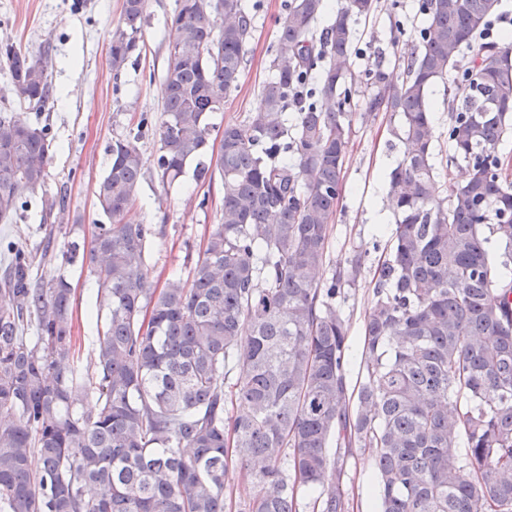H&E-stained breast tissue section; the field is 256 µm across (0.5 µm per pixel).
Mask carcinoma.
I'll use <instances>...</instances> for the list:
<instances>
[{
    "label": "carcinoma",
    "mask_w": 512,
    "mask_h": 512,
    "mask_svg": "<svg viewBox=\"0 0 512 512\" xmlns=\"http://www.w3.org/2000/svg\"><path fill=\"white\" fill-rule=\"evenodd\" d=\"M324 8L288 0L262 107L224 124L212 163L208 119L238 88L254 14L244 0H176L157 156L113 140L95 189L108 223L82 253L104 314L93 371L73 367L68 282L31 287L36 257L20 250L7 275L0 512H301L300 494L316 489L310 512H344L333 440L372 453L379 512H512V284L490 254L495 243L512 261V181L498 151L512 136V42H478L501 0H420L406 78L366 72L363 115H401L404 151L388 176L397 220L375 269L356 393L335 299L364 255L324 284L317 274L353 131V22L378 4L346 0L316 40ZM145 13L146 0H124L108 52L118 74ZM48 63L46 50L0 41V67L37 108L53 96ZM439 79L450 80L449 161L462 174L444 198L428 102ZM51 149L47 127L0 116V223L52 176ZM192 161L199 183L221 180V222L188 278L158 290L145 269L151 229L126 216L148 165L170 187ZM234 405L244 413L228 414ZM234 473L261 483L259 495H233Z\"/></svg>",
    "instance_id": "1"
}]
</instances>
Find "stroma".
I'll return each mask as SVG.
<instances>
[{
  "instance_id": "obj_1",
  "label": "stroma",
  "mask_w": 512,
  "mask_h": 512,
  "mask_svg": "<svg viewBox=\"0 0 512 512\" xmlns=\"http://www.w3.org/2000/svg\"><path fill=\"white\" fill-rule=\"evenodd\" d=\"M256 6L253 37L247 46L246 65L239 87L211 122L223 126L239 122L260 103V86L270 74L272 46L285 13L286 0H245ZM123 0H0V36L22 48L47 49L55 98L43 111L29 109L14 90L7 70L0 68V110L47 126L53 142V176L46 196L55 198L52 213H44L40 196L24 197L15 220L0 223V272L14 249L42 256L33 278L64 276L74 290L73 321L77 366L85 370L95 362L97 285L83 267L81 257H70L71 242L90 238L104 216L95 205L97 182L107 171L113 138L134 136L146 157L159 148L155 124L164 101V72L172 39L166 21L175 0H147L144 45L132 55L121 74L108 64L112 31L120 18ZM423 16L419 0H381L376 14L354 24V69L364 74L375 64L394 67L399 55L419 39ZM436 130L439 195H447L458 179L448 158V85L435 83L429 90ZM148 118L152 128L138 134L137 124ZM398 116L381 112L355 118L343 170L342 193L331 226L327 262L320 278H329L334 266L364 252V265L355 286L343 288L337 302L349 325L348 344L352 375H360L362 328L374 297V271L380 255L388 252L396 217L387 195L386 177L402 156L397 137ZM203 190L186 168L180 181L165 188L155 172H147L129 217L150 225L154 234L146 263L150 280L160 288L171 278L187 277L209 233L219 224L220 191L203 201ZM341 489L347 512H378L379 480L370 451L354 449L341 456Z\"/></svg>"
}]
</instances>
